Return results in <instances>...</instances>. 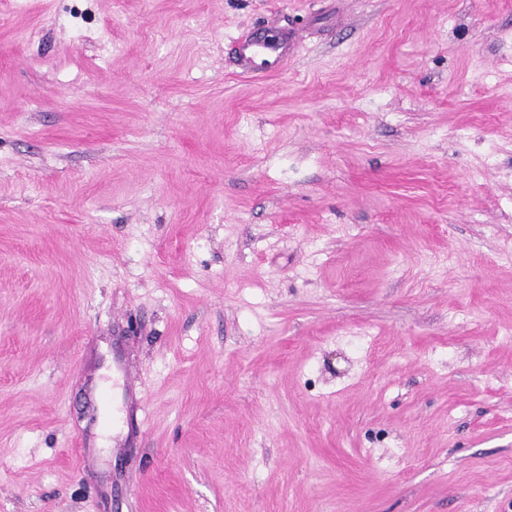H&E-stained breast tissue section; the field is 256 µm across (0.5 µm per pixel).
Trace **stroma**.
I'll use <instances>...</instances> for the list:
<instances>
[{
    "mask_svg": "<svg viewBox=\"0 0 512 512\" xmlns=\"http://www.w3.org/2000/svg\"><path fill=\"white\" fill-rule=\"evenodd\" d=\"M0 512H512V0H0ZM297 36L295 33L273 37L262 27L238 38L233 45L235 64L244 77H267L279 74L293 50Z\"/></svg>",
    "mask_w": 512,
    "mask_h": 512,
    "instance_id": "obj_1",
    "label": "stroma"
}]
</instances>
